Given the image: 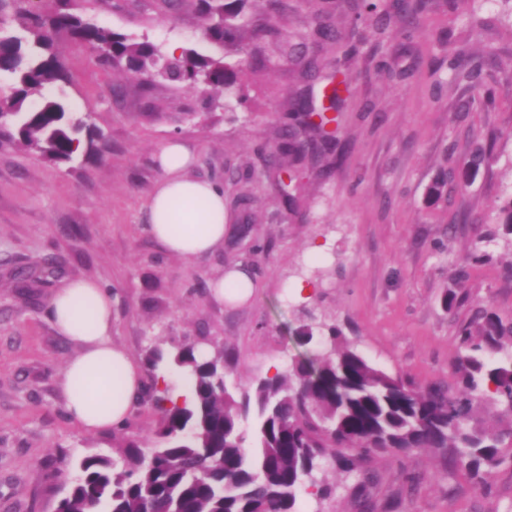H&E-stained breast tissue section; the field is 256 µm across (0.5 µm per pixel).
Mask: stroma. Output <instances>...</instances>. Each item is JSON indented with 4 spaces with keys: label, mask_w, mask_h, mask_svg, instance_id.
Segmentation results:
<instances>
[{
    "label": "stroma",
    "mask_w": 512,
    "mask_h": 512,
    "mask_svg": "<svg viewBox=\"0 0 512 512\" xmlns=\"http://www.w3.org/2000/svg\"><path fill=\"white\" fill-rule=\"evenodd\" d=\"M281 39L247 48L243 105L203 113L199 92L112 68L81 42L60 39L64 92L106 143L55 165L0 138V512H53L76 463L111 455V430L83 431L67 415L58 382L77 353L56 332L48 298L62 280L89 277L112 291V341L143 361L152 344L205 336L224 350L228 381L285 367L303 354L294 336L302 310L389 374L423 388L451 383L456 331L480 308L512 321V235L496 222L512 195V9L503 0H428L412 39L363 35L352 0H287ZM98 25L162 48L218 54L189 7L161 0H73ZM330 20L335 42L311 31ZM340 65L351 95L338 117L339 155L276 168L280 130L305 84L292 48ZM460 58L463 72L448 62ZM493 89L481 110L462 107L470 83ZM177 137L196 151L192 175L224 186L232 228L223 251L184 260L147 228L146 202L162 176L155 155ZM492 148L478 170L472 150ZM450 176L448 196L430 197ZM482 254L481 262L469 259ZM58 269L49 285L19 294L9 272L33 262ZM237 264L258 283L232 306L210 284ZM315 288L311 297L298 283ZM467 299L447 308L444 296ZM324 499L304 492L301 512H512V461L481 491L443 451L381 453L363 471L324 464Z\"/></svg>",
    "instance_id": "1"
}]
</instances>
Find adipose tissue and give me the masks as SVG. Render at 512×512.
I'll return each mask as SVG.
<instances>
[{
	"label": "adipose tissue",
	"mask_w": 512,
	"mask_h": 512,
	"mask_svg": "<svg viewBox=\"0 0 512 512\" xmlns=\"http://www.w3.org/2000/svg\"><path fill=\"white\" fill-rule=\"evenodd\" d=\"M163 173L147 204L148 230L163 249L187 260L224 246L229 214L224 188L215 180L190 176L195 155L178 141L156 155ZM185 202L181 217L172 204ZM57 333L75 344L59 380L69 416L83 429L122 427L143 390L139 366L112 342V291L94 279L64 282L49 297Z\"/></svg>",
	"instance_id": "1"
}]
</instances>
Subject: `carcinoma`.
<instances>
[{
    "label": "carcinoma",
    "instance_id": "1",
    "mask_svg": "<svg viewBox=\"0 0 512 512\" xmlns=\"http://www.w3.org/2000/svg\"><path fill=\"white\" fill-rule=\"evenodd\" d=\"M16 27L0 25V77L12 80L10 95L0 97V134L53 163L72 162L77 148L96 149L104 139L88 119L74 115L61 95L43 94L48 79L62 80L63 65L56 50L58 36L78 40L114 67L189 89L210 91L205 106L227 109L239 86L242 64L203 56L192 49L166 55L148 40H135L75 13L70 0H50L37 12L27 0H13ZM206 39L239 54L253 42L280 35L272 19L280 17L283 0H266L255 20L247 15L251 0H193ZM427 0H393L379 8L375 0H357L356 15L366 16L380 36L399 28L419 29ZM303 73L319 80L302 93L293 121L282 135L280 169L290 170L337 147L326 130L328 112L343 111L350 92L349 75L333 69L320 76L316 55L299 56ZM53 275L34 265L17 271L18 287ZM464 352L453 382L418 388L383 371L332 327L318 348L295 358L288 369L272 377L252 379L232 391L222 377L224 351L197 354L200 342L187 338L173 351L149 350L151 371L160 366L186 377L192 396L178 405L169 388H157L151 378L147 393L160 412L149 455L142 441L121 438L118 457H84L77 476L55 502V512H299L298 494L312 488L321 497L331 489L317 478L329 457L345 473L379 453L409 448H434L450 454L455 466L467 470L487 488L492 469L512 452V427L507 430L467 425L473 401L487 398L512 416V323L492 313L458 329ZM254 418L251 444L242 423Z\"/></svg>",
    "mask_w": 512,
    "mask_h": 512
}]
</instances>
